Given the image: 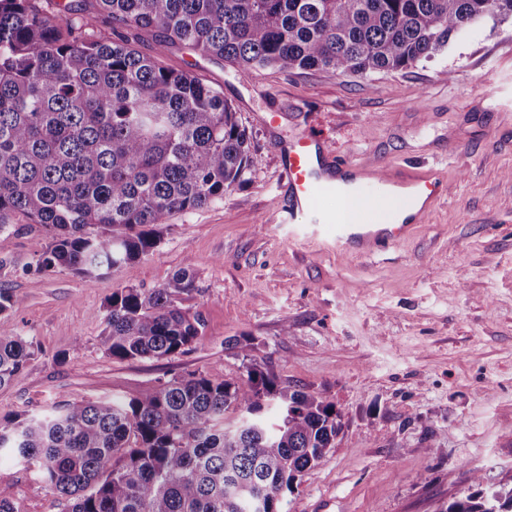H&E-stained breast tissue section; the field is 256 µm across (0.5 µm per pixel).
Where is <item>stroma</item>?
I'll return each instance as SVG.
<instances>
[{
	"label": "stroma",
	"instance_id": "1",
	"mask_svg": "<svg viewBox=\"0 0 512 512\" xmlns=\"http://www.w3.org/2000/svg\"><path fill=\"white\" fill-rule=\"evenodd\" d=\"M163 62L223 89L260 164L223 200L173 216L149 254L93 281L36 271L49 238L14 216L0 287L19 303L4 318L36 350L0 390V418L129 398L192 370L239 382L255 364L341 419L286 512H444L476 470L484 484L511 485L512 21L477 26L432 61L365 76L245 72L181 46ZM305 134L357 163L438 165L449 195L392 248L343 254L304 238L284 221L275 145ZM185 266L204 323L191 349L106 355L113 290L154 287ZM0 499L16 512L64 510L9 459Z\"/></svg>",
	"mask_w": 512,
	"mask_h": 512
}]
</instances>
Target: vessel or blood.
Here are the masks:
<instances>
[{"mask_svg": "<svg viewBox=\"0 0 512 512\" xmlns=\"http://www.w3.org/2000/svg\"><path fill=\"white\" fill-rule=\"evenodd\" d=\"M288 204L289 223L309 213L320 215L311 236L333 243L337 251L361 254L404 241L433 205L447 196L445 175L433 167L379 170L360 163H341L327 144L302 137L278 146ZM375 197L397 193L407 200L406 215L397 218L367 203L365 188Z\"/></svg>", "mask_w": 512, "mask_h": 512, "instance_id": "b4317fda", "label": "vessel or blood"}]
</instances>
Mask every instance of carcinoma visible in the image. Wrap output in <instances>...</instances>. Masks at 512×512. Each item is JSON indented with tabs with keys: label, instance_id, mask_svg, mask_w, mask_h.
<instances>
[{
	"label": "carcinoma",
	"instance_id": "1",
	"mask_svg": "<svg viewBox=\"0 0 512 512\" xmlns=\"http://www.w3.org/2000/svg\"><path fill=\"white\" fill-rule=\"evenodd\" d=\"M107 14L125 29L97 30ZM512 0H0V235L23 215L50 235L36 270L91 281L139 259L157 227L224 199L260 159L224 92L161 57L184 45L243 71L367 75L435 58ZM142 34L153 53L132 46ZM195 272L107 300L114 359L172 358L201 335ZM34 354L0 328V389ZM241 383L175 375L127 399L63 401L0 425V455L34 469L66 512H281L341 429L335 406L249 366ZM445 512H512V486Z\"/></svg>",
	"mask_w": 512,
	"mask_h": 512
}]
</instances>
